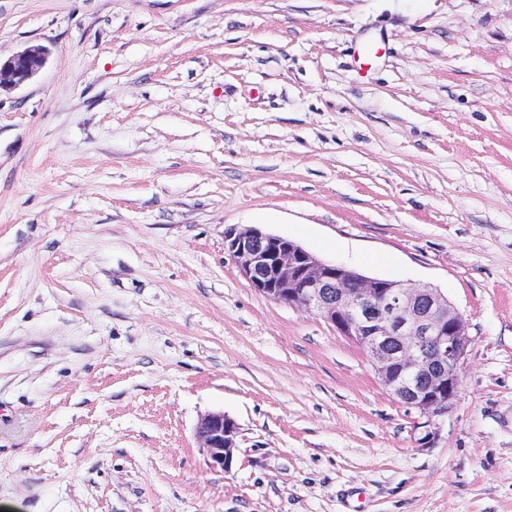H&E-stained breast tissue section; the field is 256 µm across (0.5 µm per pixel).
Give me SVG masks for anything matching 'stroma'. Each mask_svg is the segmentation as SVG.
Returning <instances> with one entry per match:
<instances>
[{"label": "stroma", "mask_w": 512, "mask_h": 512, "mask_svg": "<svg viewBox=\"0 0 512 512\" xmlns=\"http://www.w3.org/2000/svg\"><path fill=\"white\" fill-rule=\"evenodd\" d=\"M35 45L0 92V512H512V0H0V57ZM231 227L440 289L454 408L415 428ZM48 50L41 45L31 46L6 60L0 57V90L21 87L30 81L43 66ZM239 433L238 423L224 412H209L198 419L196 439L206 452L212 469L230 472L238 448Z\"/></svg>", "instance_id": "stroma-1"}]
</instances>
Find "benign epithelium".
Returning <instances> with one entry per match:
<instances>
[{"label": "benign epithelium", "instance_id": "obj_1", "mask_svg": "<svg viewBox=\"0 0 512 512\" xmlns=\"http://www.w3.org/2000/svg\"><path fill=\"white\" fill-rule=\"evenodd\" d=\"M47 56L36 45L0 59V90L26 84ZM224 242L252 288L317 315L362 348L387 393L422 418L416 428L430 427L458 401L471 340L462 313L439 289L366 276L255 227H233ZM239 433L223 412L198 419L196 439L211 468L230 472Z\"/></svg>", "mask_w": 512, "mask_h": 512}]
</instances>
